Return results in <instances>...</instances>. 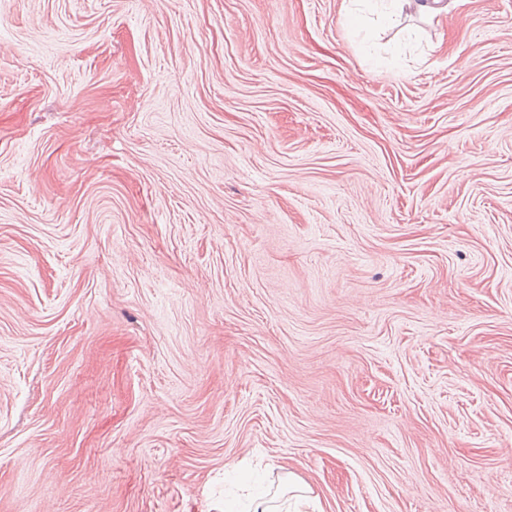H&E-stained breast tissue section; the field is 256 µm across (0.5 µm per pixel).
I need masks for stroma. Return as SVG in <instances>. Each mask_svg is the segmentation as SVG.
<instances>
[{
  "instance_id": "obj_1",
  "label": "stroma",
  "mask_w": 512,
  "mask_h": 512,
  "mask_svg": "<svg viewBox=\"0 0 512 512\" xmlns=\"http://www.w3.org/2000/svg\"><path fill=\"white\" fill-rule=\"evenodd\" d=\"M0 0V512H512V0ZM346 3L344 18L350 24L365 20H374L375 15L379 21H388L392 16L407 9H414L420 13L435 17L448 13V3L442 0H343ZM354 2V3H352ZM352 5L350 6V4ZM296 500L293 505V510H290L292 504L288 503V499L282 504L278 505V492H254L251 493L247 499V502L240 505L243 510H232L224 501V510L222 512H302V506L304 504V496L295 495Z\"/></svg>"
}]
</instances>
